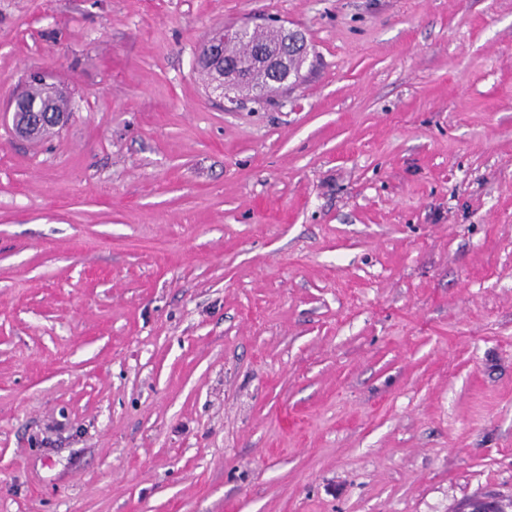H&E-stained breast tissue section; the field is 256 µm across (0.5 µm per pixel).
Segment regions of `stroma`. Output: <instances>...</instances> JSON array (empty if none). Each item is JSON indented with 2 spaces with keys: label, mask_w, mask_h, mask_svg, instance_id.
<instances>
[{
  "label": "stroma",
  "mask_w": 512,
  "mask_h": 512,
  "mask_svg": "<svg viewBox=\"0 0 512 512\" xmlns=\"http://www.w3.org/2000/svg\"><path fill=\"white\" fill-rule=\"evenodd\" d=\"M301 31L227 101L210 33ZM0 512L512 500V0H0ZM49 78V77H47ZM47 78L41 83L30 85L27 93L23 92L18 95L12 102L13 107V122L15 123V127L17 126L18 119L16 118V113L20 112L18 109V103L27 95L28 102L37 101L31 104L29 108L25 110V112L20 113L21 120H24L27 112L31 113L30 119V129L33 128L34 125L39 128H34L36 131L34 133L33 138L30 140H39L44 136L51 133L53 130L52 127L42 126L41 125H53L54 128L62 127L67 120L68 115L64 112L54 111L51 107H57L58 109H62L67 111V102L57 93V88L54 83H48ZM47 104V105H42Z\"/></svg>",
  "instance_id": "1"
}]
</instances>
